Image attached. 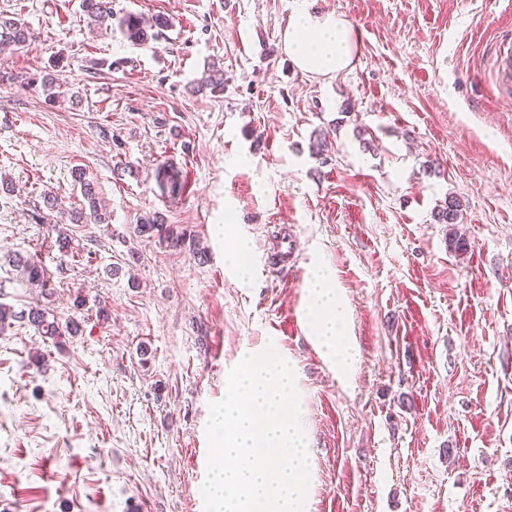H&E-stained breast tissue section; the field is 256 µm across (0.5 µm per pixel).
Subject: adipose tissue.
I'll list each match as a JSON object with an SVG mask.
<instances>
[{
  "instance_id": "ef3b65f1",
  "label": "adipose tissue",
  "mask_w": 512,
  "mask_h": 512,
  "mask_svg": "<svg viewBox=\"0 0 512 512\" xmlns=\"http://www.w3.org/2000/svg\"><path fill=\"white\" fill-rule=\"evenodd\" d=\"M283 48L300 71L334 76L350 68L356 44L351 26L341 16L308 9L297 13L283 33ZM309 333L344 375L354 370L355 356L345 334V315L329 277L317 275L309 284Z\"/></svg>"
}]
</instances>
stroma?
<instances>
[{
    "label": "stroma",
    "mask_w": 512,
    "mask_h": 512,
    "mask_svg": "<svg viewBox=\"0 0 512 512\" xmlns=\"http://www.w3.org/2000/svg\"><path fill=\"white\" fill-rule=\"evenodd\" d=\"M80 3L0 0L35 35L0 52V302L79 326L57 345L0 331V512H203L209 406L269 345L297 375L308 512H512V94L491 65L512 0H112L170 19L145 45L90 30ZM305 8L350 21L349 69L292 63ZM212 63L223 94L192 93ZM48 72L80 108L48 101ZM170 164L190 177L174 199ZM78 168L110 219L70 225L62 250L43 195L82 207ZM451 195L460 257L434 219ZM156 212L194 249L135 235ZM319 268L349 376L309 335ZM9 263L12 262L14 267L22 268L28 283L39 288H46L50 284V275L47 269L40 262L33 258H27L21 255L11 257Z\"/></svg>",
    "instance_id": "1"
}]
</instances>
